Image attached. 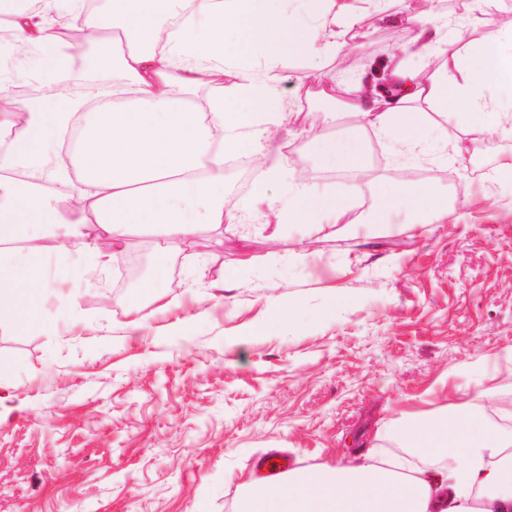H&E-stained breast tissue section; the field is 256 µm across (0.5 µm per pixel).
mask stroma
I'll return each instance as SVG.
<instances>
[{
  "instance_id": "stroma-1",
  "label": "stroma",
  "mask_w": 512,
  "mask_h": 512,
  "mask_svg": "<svg viewBox=\"0 0 512 512\" xmlns=\"http://www.w3.org/2000/svg\"><path fill=\"white\" fill-rule=\"evenodd\" d=\"M449 23L436 59L465 54L512 27V0H393ZM351 47L278 67L291 119L271 132L284 179L254 182L284 201L288 187H332L350 217L374 210L364 182L320 165L303 128L322 101H299L295 78L345 83L382 76L409 33L354 27ZM390 182L432 184L448 219L421 228L302 225L263 217L204 231L167 258L165 286L129 292L118 264L96 286L80 266L45 258V301L26 331L0 324V384L22 410L0 425V512H236L254 463L271 451L294 467L336 463L380 442L396 450L405 414L489 391L512 404V184L496 179L512 133L475 147L431 138L429 158L397 157L389 138L354 130ZM313 252L298 263V250ZM260 264L241 267L244 255ZM343 291L345 304L328 303ZM262 335H254L255 327Z\"/></svg>"
}]
</instances>
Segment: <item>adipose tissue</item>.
I'll list each match as a JSON object with an SVG mask.
<instances>
[{
  "instance_id": "obj_1",
  "label": "adipose tissue",
  "mask_w": 512,
  "mask_h": 512,
  "mask_svg": "<svg viewBox=\"0 0 512 512\" xmlns=\"http://www.w3.org/2000/svg\"><path fill=\"white\" fill-rule=\"evenodd\" d=\"M107 18L86 15L81 0H41L38 12L18 0H0V22L13 32L12 47L43 53L44 69L56 75L71 66L64 29L79 24L101 45L112 76V99L105 109L87 106L101 94L57 91L18 100L0 113V310L21 331L38 316L41 297L39 257L54 251L82 262L83 277L94 284L100 271L122 255L128 238L144 234L159 258L192 244L204 228L241 224L252 215L246 201L224 198L225 160L240 147L258 151L268 180L282 177L287 157L270 147L268 133L288 119L277 64L294 54L326 59L348 48L337 16L350 25L364 19L389 22L387 0H301L303 17L288 11V0H109ZM173 24L168 51L158 54L142 37L158 14ZM260 60L263 71L251 63ZM234 71V94L242 111L225 113L223 101L195 112V88ZM390 94L355 80L346 90L297 76L298 100L339 103L360 125L390 134L411 152L430 139L433 128L423 108L443 114L449 129L474 140L512 131V103L487 98L495 89L512 91V30L479 43L464 59L449 57L440 71L424 74L394 64ZM86 132L79 158L84 180L81 208L61 193L25 192L15 171H32L43 183L66 180L59 147L77 117ZM317 161L349 171L363 161L357 141L342 140L310 124ZM379 210L373 224L400 208L414 211L422 224H439L447 201L428 183L370 181ZM347 203L314 185H296L276 210L280 224H310L316 230L341 223ZM492 400L450 404L446 412L415 418L396 435L418 462L399 463L370 452L342 465H318L289 472L274 483L251 481L243 512H480L479 495L512 512V434L493 416Z\"/></svg>"
}]
</instances>
